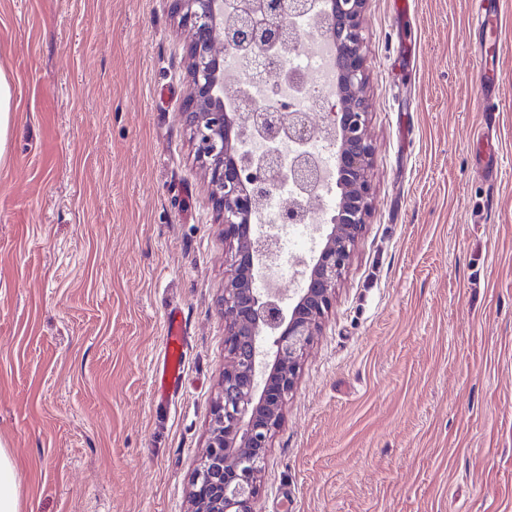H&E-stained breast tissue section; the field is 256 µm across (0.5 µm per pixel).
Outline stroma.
Returning a JSON list of instances; mask_svg holds the SVG:
<instances>
[{
    "label": "stroma",
    "instance_id": "1",
    "mask_svg": "<svg viewBox=\"0 0 512 512\" xmlns=\"http://www.w3.org/2000/svg\"><path fill=\"white\" fill-rule=\"evenodd\" d=\"M472 0H368L372 210L257 512H512V167L489 180ZM495 149L512 160V0ZM171 0H0V445L20 512H187L230 250L184 114ZM183 392L151 380L165 314ZM12 97V86L4 73L0 70V163H3L6 155ZM187 325L178 308H170L165 317L163 347L152 375L153 395L159 405L178 396L185 386L184 355Z\"/></svg>",
    "mask_w": 512,
    "mask_h": 512
}]
</instances>
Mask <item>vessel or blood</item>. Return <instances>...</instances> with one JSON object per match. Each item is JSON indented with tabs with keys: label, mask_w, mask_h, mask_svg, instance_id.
<instances>
[{
	"label": "vessel or blood",
	"mask_w": 512,
	"mask_h": 512,
	"mask_svg": "<svg viewBox=\"0 0 512 512\" xmlns=\"http://www.w3.org/2000/svg\"><path fill=\"white\" fill-rule=\"evenodd\" d=\"M478 66L474 86L479 102L489 119H496L500 95L497 60L499 57L504 11L501 5L478 4L474 17ZM187 325L182 312L170 308L165 317L163 347L152 375L153 395L158 404L168 403L185 386L184 355Z\"/></svg>",
	"instance_id": "1"
}]
</instances>
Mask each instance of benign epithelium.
<instances>
[{
  "label": "benign epithelium",
  "mask_w": 512,
  "mask_h": 512,
  "mask_svg": "<svg viewBox=\"0 0 512 512\" xmlns=\"http://www.w3.org/2000/svg\"><path fill=\"white\" fill-rule=\"evenodd\" d=\"M173 0V13L192 32L187 49L190 85L185 114L195 156L208 179L216 218L229 244L231 264L224 280V350L231 359L213 403L205 452L190 479L189 512H257L261 473L283 421L285 401L299 379L302 361L336 298L371 204L368 169L372 144L368 112L358 91L366 79L362 17L366 0H327L332 25L327 39L336 58V86L326 99L323 133L335 157L336 202L331 231L305 267V287L289 306L281 290L255 287L279 263L268 225L257 222L256 203L267 191L273 154L257 159L242 146L247 129L269 139L284 133L304 144L309 129L297 115L255 110L244 115L224 101V52L246 62L269 52L288 31L291 18L309 0ZM290 171L309 187L319 173L306 153ZM271 337V346L263 337Z\"/></svg>",
  "instance_id": "7a95c632"
}]
</instances>
